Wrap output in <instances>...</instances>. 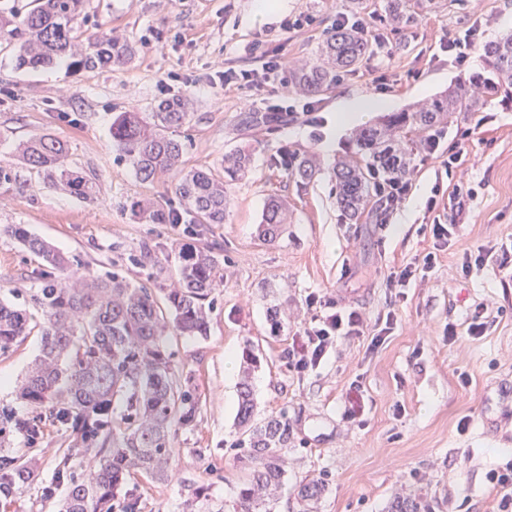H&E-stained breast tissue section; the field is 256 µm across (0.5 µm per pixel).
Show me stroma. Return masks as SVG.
<instances>
[{"instance_id": "obj_1", "label": "stroma", "mask_w": 512, "mask_h": 512, "mask_svg": "<svg viewBox=\"0 0 512 512\" xmlns=\"http://www.w3.org/2000/svg\"><path fill=\"white\" fill-rule=\"evenodd\" d=\"M354 14L350 0H84L87 33H104L134 46L131 61L117 71L75 72L58 66L37 72L16 69L0 52V164L13 178L0 183V229L19 224L78 261V272L103 273L123 265L130 280L146 281L136 265L142 245L166 257L167 279L176 276L179 244L214 247L221 288L214 293L207 338L170 339L175 362L192 376L200 394L196 423L177 431L173 475L144 483L141 512H183L185 485L207 486L224 512H237L242 476L235 460V416L239 376L227 373V354L258 359L252 384L258 418L286 414L293 439L286 482L271 512H300L298 486L310 479L327 484L315 512H386L394 495L425 497L434 512H448L449 497L469 499L474 512H494L496 492L489 471L512 460V280L492 269L463 274L465 250L493 243L512 245V102L495 100L461 115L448 126L444 148H459L457 171L474 195L462 210L440 199L426 202L435 188H452L438 159L417 154L412 188L404 204L354 224L336 203V161L348 151L353 125L337 123L356 101L378 100L385 112L433 98L459 80L482 71L480 48L457 64L440 48L451 32L481 22L484 41L512 30V0H434L419 22L396 34L381 26L392 52L361 63L335 89L316 96L314 109L286 122L241 129L242 117L264 111L268 94L223 87L228 67H258L261 52L278 57L284 73L314 59L337 13ZM312 14L315 26L289 32V17ZM177 81L162 86L168 73ZM387 78L378 88L376 73ZM188 101L191 120L174 133L186 145L189 167L219 168L225 154L251 150L250 173L227 187L224 221L204 236L186 224H146L131 217L127 202L152 198L177 205L170 179L136 177L112 143V119L121 112H149L161 100ZM474 135L467 143L465 130ZM49 134L64 141L71 165L94 181L97 196L86 201L54 186L18 156L19 144ZM312 156L318 172L297 184L279 159L284 151ZM288 202V224L273 242L258 235L267 200ZM459 227V237L437 253L424 277L397 291L389 272L433 249V220ZM41 261L0 232V289L17 305L29 306ZM345 306L369 317L367 336L338 341L314 369L297 371L288 351L313 315L310 297ZM496 299L501 315L485 334L467 328L479 303ZM393 313L385 342L370 348L380 318ZM455 326L460 339L449 343ZM40 347L31 332L0 354V406L29 414L14 386ZM363 401L349 416L350 382ZM466 432H458L461 417ZM37 482L20 496L19 512H56L63 487L54 485L53 451H39ZM54 498H43L44 488Z\"/></svg>"}]
</instances>
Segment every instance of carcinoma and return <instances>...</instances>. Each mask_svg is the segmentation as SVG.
I'll use <instances>...</instances> for the list:
<instances>
[{"label": "carcinoma", "mask_w": 512, "mask_h": 512, "mask_svg": "<svg viewBox=\"0 0 512 512\" xmlns=\"http://www.w3.org/2000/svg\"><path fill=\"white\" fill-rule=\"evenodd\" d=\"M410 0H385V20L393 31L416 25L418 13ZM83 0H38L27 12L0 10V45L15 52L19 68L48 67L61 58L73 70L122 68L132 47L83 29ZM374 49L373 39L357 28L332 30L317 49L313 63L289 74L288 82L306 97L336 87L339 76L354 69ZM485 67L432 100L383 116L358 129L355 152L336 163V202L354 224L377 210L374 172L406 178L416 152L429 134L457 121L463 112L478 110L488 99L512 97V31L482 46ZM190 113L183 100L162 101L155 111L120 112L112 121V140L143 181L175 177L173 191L196 226L224 223V186L242 175L250 157L238 150L224 157V168H183L185 144L168 131L187 124ZM31 169L70 195L94 196L92 178L68 162L66 145L50 136L29 139L20 149ZM282 161L296 181L306 184L316 173L307 156L284 154ZM129 209L148 224L171 223L172 212L152 199H133ZM288 223V205L268 200L258 226L259 235L277 239ZM0 231L38 256L52 273L31 294L40 310L0 300V353L38 329L40 354L19 386V399L33 414L19 416L0 408V512H10L35 482L34 458L11 447L9 435L22 436L31 447L60 425L68 445L58 449L54 475L67 484L58 512H140V483L170 477L172 442L181 428L194 425L199 395L191 377L173 361L166 336L205 337L214 308L212 294L220 286L219 261L211 248L179 246L176 279L161 286L166 267L156 249H143L136 263L151 269L149 280L134 284L116 268L104 274H72L76 259L33 237L20 225ZM162 299H157L154 288ZM239 385L234 443L236 462L248 474L240 489V512H261L265 499L283 485V456L288 452L291 426L284 414L259 420L249 380L256 357L245 355ZM326 491L319 479L298 487L306 504ZM424 499L397 498L391 512H421Z\"/></svg>", "instance_id": "cac0c4a2"}]
</instances>
